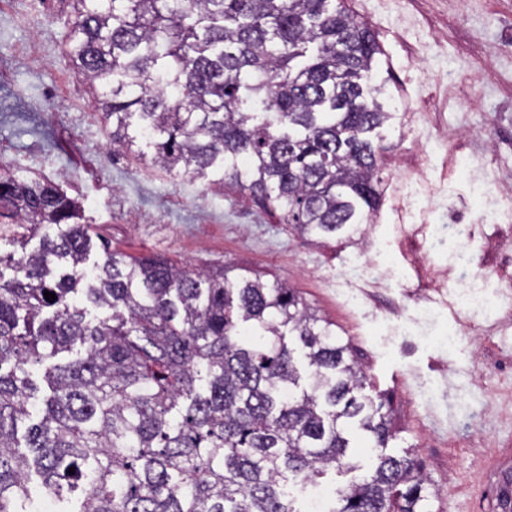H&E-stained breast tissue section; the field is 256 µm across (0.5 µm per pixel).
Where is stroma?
<instances>
[{
	"instance_id": "obj_1",
	"label": "stroma",
	"mask_w": 512,
	"mask_h": 512,
	"mask_svg": "<svg viewBox=\"0 0 512 512\" xmlns=\"http://www.w3.org/2000/svg\"><path fill=\"white\" fill-rule=\"evenodd\" d=\"M382 53L372 83L392 120L372 139L384 167L359 240L292 233L223 173L169 176L112 146V130L63 54L70 0H0V167L46 177L82 204L113 250L188 268L234 266L288 282L336 325L412 450L433 512H502L512 486V323L461 310L479 265L512 288V0H346ZM467 224L464 237L449 224ZM383 269L369 282L367 265ZM501 461L510 474L493 484Z\"/></svg>"
}]
</instances>
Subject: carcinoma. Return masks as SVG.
Instances as JSON below:
<instances>
[{
    "instance_id": "1",
    "label": "carcinoma",
    "mask_w": 512,
    "mask_h": 512,
    "mask_svg": "<svg viewBox=\"0 0 512 512\" xmlns=\"http://www.w3.org/2000/svg\"><path fill=\"white\" fill-rule=\"evenodd\" d=\"M74 11L68 61L136 159L199 178L217 167L311 241L350 238L378 209L371 134L391 118L369 87L380 47L342 0ZM80 219L58 185L0 168L13 246L0 254V512L82 486L74 512H299L291 481L358 469L353 429L375 464L331 512H430L421 464L387 452L385 403L361 395L350 347L295 289L106 245L89 270ZM42 365V417L21 434Z\"/></svg>"
}]
</instances>
